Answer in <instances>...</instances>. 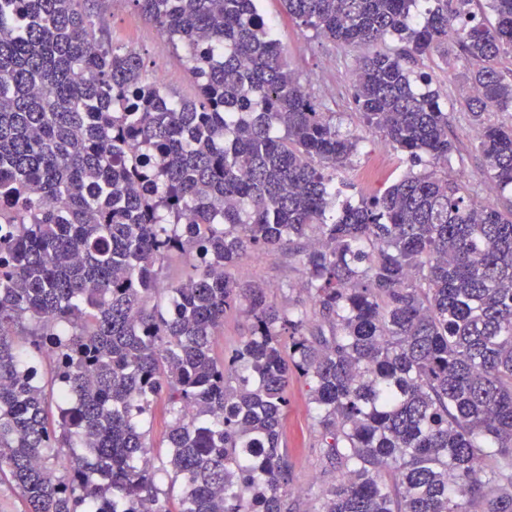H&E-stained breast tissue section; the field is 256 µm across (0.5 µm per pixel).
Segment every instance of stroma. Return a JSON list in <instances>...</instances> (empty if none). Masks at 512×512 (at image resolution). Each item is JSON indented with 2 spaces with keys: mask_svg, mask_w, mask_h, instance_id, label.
Segmentation results:
<instances>
[{
  "mask_svg": "<svg viewBox=\"0 0 512 512\" xmlns=\"http://www.w3.org/2000/svg\"><path fill=\"white\" fill-rule=\"evenodd\" d=\"M96 30L106 41L135 47L146 65L149 77L159 79L177 100H193L197 85L188 73L185 53L165 36L148 26L132 0H87ZM266 20L277 29L286 49L288 66L300 83L312 94L321 111L336 115V125L361 139V147L347 165L344 175L354 185V198L368 197L387 186L404 169L401 154L380 133L368 129L352 104L351 77L364 51L344 47L302 29L288 16L282 0H259ZM467 64L456 59L447 67L440 54H432L412 64L414 73L431 75V90L449 112V133L455 151L448 166V178L465 186L471 196L498 209L512 208V189H491L484 176L486 160L471 137L472 117L463 105L465 86L462 74ZM232 276L260 280L277 305L311 308L305 286L307 270L299 255L279 253L248 255L233 268ZM309 403V387L302 378H293L288 387V408L282 422L283 441L295 474L296 488L288 499L292 512H316L324 492L336 484L340 471L324 454L321 436Z\"/></svg>",
  "mask_w": 512,
  "mask_h": 512,
  "instance_id": "1",
  "label": "stroma"
}]
</instances>
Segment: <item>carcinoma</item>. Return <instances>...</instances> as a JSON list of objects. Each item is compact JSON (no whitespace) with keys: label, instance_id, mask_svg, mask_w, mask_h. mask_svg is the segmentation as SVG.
Masks as SVG:
<instances>
[{"label":"carcinoma","instance_id":"1","mask_svg":"<svg viewBox=\"0 0 512 512\" xmlns=\"http://www.w3.org/2000/svg\"><path fill=\"white\" fill-rule=\"evenodd\" d=\"M132 2L186 50L196 99L98 39L85 0H0V480L27 512H172L142 430L164 395L177 512H290L297 375L344 474L318 512H512V209L437 173L448 110L408 67L460 49L476 148L512 187V125L484 119L512 110V0H489L491 25L472 0H283L345 46L404 43L358 62L353 102L409 169L356 204L336 173L360 137L312 102L258 0ZM287 250L328 336L227 273ZM174 254L192 273L152 305ZM238 306L251 336L220 359ZM20 337L57 353L54 428Z\"/></svg>","mask_w":512,"mask_h":512}]
</instances>
